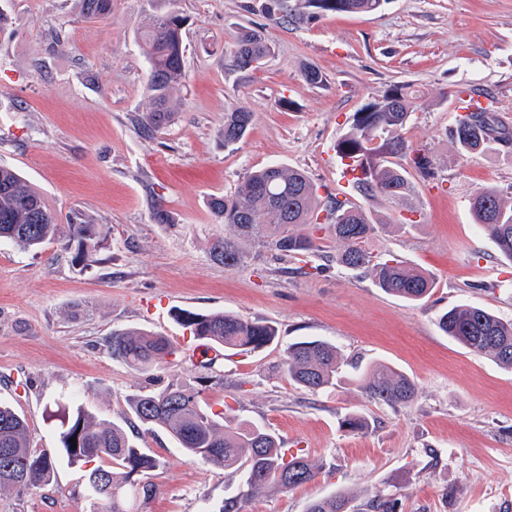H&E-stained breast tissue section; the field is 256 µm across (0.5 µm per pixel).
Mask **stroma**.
<instances>
[{"instance_id": "35a3bbf8", "label": "stroma", "mask_w": 512, "mask_h": 512, "mask_svg": "<svg viewBox=\"0 0 512 512\" xmlns=\"http://www.w3.org/2000/svg\"><path fill=\"white\" fill-rule=\"evenodd\" d=\"M240 4L112 0L111 13L95 18L80 0H0V164L38 190L59 223L99 224L106 235L83 260L63 240L36 251L0 242V402L25 416L33 447L52 453L57 404L72 399L123 426L132 395L194 386L213 368L224 381L204 388L207 403L229 405L231 422L267 428L318 468L294 490L255 495L245 512H306L335 494L360 504L378 490L397 499L398 512H512V370L437 326L461 303L512 319V264L471 213L479 190H512V147L461 155L451 138L466 89L490 93L512 128V0H386L370 14L278 26ZM173 8L187 18V79L173 97L174 122L148 140L135 122L149 108L138 31ZM249 23L265 26L274 51L239 70L225 50ZM307 65L321 83L305 79ZM396 83L417 103L403 136L428 146L432 172L408 171L406 195L392 201L345 183L334 147L356 112ZM237 107L254 117L228 147L224 114ZM272 162L304 171L319 197L364 208L377 226L367 250L431 273V297L411 305L338 266L324 232L314 274L269 252L240 267L215 261L210 249L224 226L211 199L234 195ZM158 207L170 223L154 221ZM183 310L268 322L279 340L224 351L209 369L182 362L155 379L104 346L112 331L130 328L183 344ZM299 338L340 348L336 388L313 394L288 379L284 349ZM371 361L416 383L412 407L370 401L351 385ZM348 413L365 416L368 430L343 429ZM139 445L161 464L144 477L153 496L134 512H219L239 491L236 475L186 460L164 430L142 433ZM87 508L84 469L63 460L37 490L0 491V512Z\"/></svg>"}]
</instances>
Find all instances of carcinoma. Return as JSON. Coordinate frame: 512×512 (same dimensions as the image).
Instances as JSON below:
<instances>
[{
  "mask_svg": "<svg viewBox=\"0 0 512 512\" xmlns=\"http://www.w3.org/2000/svg\"><path fill=\"white\" fill-rule=\"evenodd\" d=\"M386 0H243L247 14L260 13L274 23L290 19H312L328 14L372 13ZM89 16L110 13L112 0H82ZM186 18L172 9L154 15L140 32L149 64L148 92L151 108L137 119L142 137L153 139L176 117L173 93L186 81L182 29ZM271 42L256 26H241L229 56L234 66L247 69L270 55ZM464 114L451 131L460 153H477L512 142V131L499 124L493 103L463 91L459 97ZM416 108L407 85L395 84L384 95L356 113L349 131L336 144V153L357 164L361 177L358 189L369 196L398 200L408 189L406 169L386 160H405L423 175H429L427 149L413 147L402 137ZM253 113L244 107L224 112V145L240 142L247 134ZM214 217L229 227L230 234L214 244L213 257L226 267H238L248 254L247 243L289 259L306 257L320 249L315 233L325 229L342 245L336 264L363 271L384 293L409 303L426 300L435 286L433 276L396 259L372 261L365 244L376 225L366 212L347 200L334 198L320 205L309 177L280 164L249 174L230 197L210 203ZM475 223L491 237L501 257L512 262V196L497 189H482L471 203ZM324 221H319V217ZM66 238L78 243L77 257L101 249L105 235L99 224H59L42 195L11 167L0 166V239L25 250ZM180 324L193 337H202L226 349L256 351L272 344L276 328L266 322L250 321L224 311L183 310ZM440 329L471 351L485 355L500 367L512 369V320L470 304H458L443 312ZM105 346L117 359L143 373H162L177 362V348L165 336L133 328L112 332ZM285 371L300 388L312 393L336 386L342 356L336 345L321 340H302L284 350ZM356 387L378 403L407 407L417 396V387L406 374L383 362H374L353 377ZM129 407L145 430L160 428L176 442L185 457L224 467L240 476L237 495L224 500L219 512H244L254 494L268 488L291 490L313 480L317 467L302 453H286L274 432L246 420L235 426L224 423L230 406L220 412L204 405L200 390L167 386L160 391L139 393ZM58 439L71 465L85 468L89 512H129L130 500L151 497V488L139 476L160 466V461L143 451L137 439L122 427L97 420L81 405L63 407ZM77 447H72L71 438ZM106 461L122 470V476L105 468ZM54 460L32 447L26 419L12 407L0 404V488L33 491L48 483ZM306 512H397L396 499L375 493L366 503L352 504L346 496H329L311 501Z\"/></svg>",
  "mask_w": 512,
  "mask_h": 512,
  "instance_id": "obj_1",
  "label": "carcinoma"
}]
</instances>
